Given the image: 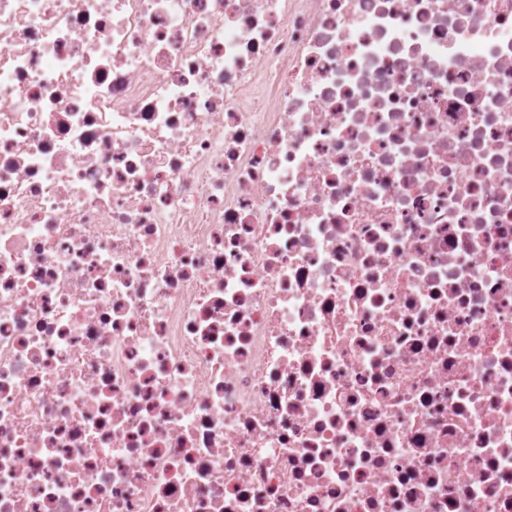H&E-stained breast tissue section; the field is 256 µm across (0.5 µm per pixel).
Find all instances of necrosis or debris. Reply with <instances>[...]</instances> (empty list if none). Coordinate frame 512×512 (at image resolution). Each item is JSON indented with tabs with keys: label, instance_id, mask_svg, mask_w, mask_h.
Masks as SVG:
<instances>
[{
	"label": "necrosis or debris",
	"instance_id": "necrosis-or-debris-1",
	"mask_svg": "<svg viewBox=\"0 0 512 512\" xmlns=\"http://www.w3.org/2000/svg\"><path fill=\"white\" fill-rule=\"evenodd\" d=\"M0 512H512V0H0Z\"/></svg>",
	"mask_w": 512,
	"mask_h": 512
}]
</instances>
